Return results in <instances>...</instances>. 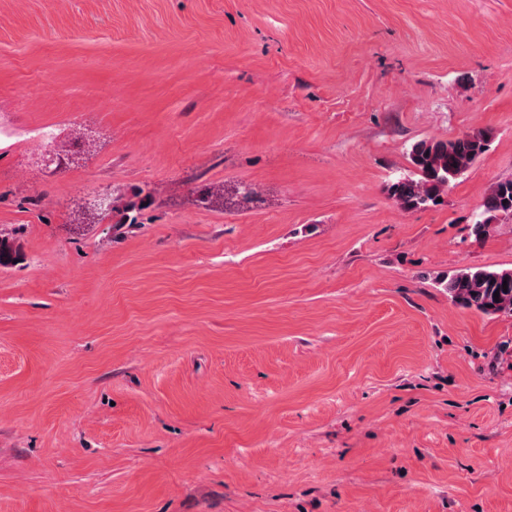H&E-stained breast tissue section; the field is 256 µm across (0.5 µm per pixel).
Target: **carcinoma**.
<instances>
[{
	"instance_id": "cac0c4a2",
	"label": "carcinoma",
	"mask_w": 512,
	"mask_h": 512,
	"mask_svg": "<svg viewBox=\"0 0 512 512\" xmlns=\"http://www.w3.org/2000/svg\"><path fill=\"white\" fill-rule=\"evenodd\" d=\"M489 136L483 131L467 133L453 140H421L410 147L414 173L395 179L389 196L408 211L438 204L448 185L468 171L487 150ZM512 218V179L496 183L483 203L481 218L470 226L477 239L489 235L492 222ZM19 259V251L5 237L0 238V267ZM440 284L456 303L488 315H512V270L467 267L442 279ZM508 288H503V285ZM499 298H494V294Z\"/></svg>"
}]
</instances>
